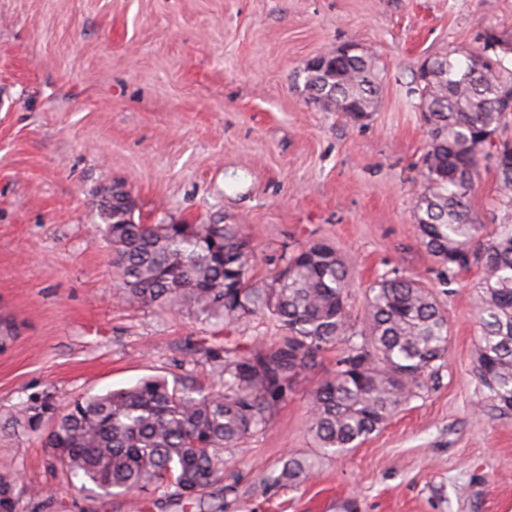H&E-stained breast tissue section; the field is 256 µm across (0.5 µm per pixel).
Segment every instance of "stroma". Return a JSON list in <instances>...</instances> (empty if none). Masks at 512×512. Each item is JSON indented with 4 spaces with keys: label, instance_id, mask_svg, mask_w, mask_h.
<instances>
[{
    "label": "stroma",
    "instance_id": "obj_1",
    "mask_svg": "<svg viewBox=\"0 0 512 512\" xmlns=\"http://www.w3.org/2000/svg\"><path fill=\"white\" fill-rule=\"evenodd\" d=\"M489 26L512 41V0H0V320L15 326L0 348V473L42 490L19 512H512V415L473 373L478 273L443 284L413 219L427 149L413 78L477 50ZM348 44L378 73L360 123L304 89L306 65ZM115 182L137 222L236 225L257 282L282 255L330 244L359 323L386 270L422 280L448 319L444 367L379 432L321 458L307 418L331 349L266 431L225 449L202 502L69 491L45 431L8 425L20 404L181 374L203 339L246 350L278 334L261 317L243 328L126 304L97 211ZM470 207L487 225L506 216L492 161ZM289 456L317 457L314 476L271 485Z\"/></svg>",
    "mask_w": 512,
    "mask_h": 512
}]
</instances>
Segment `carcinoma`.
<instances>
[{"label":"carcinoma","mask_w":512,"mask_h":512,"mask_svg":"<svg viewBox=\"0 0 512 512\" xmlns=\"http://www.w3.org/2000/svg\"><path fill=\"white\" fill-rule=\"evenodd\" d=\"M481 51L440 58L435 77L412 92L425 108L428 146L421 159L425 189L414 218L421 243L437 258L448 284L477 268L479 343L475 373L501 415L512 413V222L492 230L469 208L481 160L492 158L499 204L512 208V144L494 143L512 113L499 106L512 92V69ZM305 90L321 107L372 111L377 94L371 58L305 69ZM136 201L126 192L99 208L131 305L189 307L205 321L247 325L263 316L285 332L246 351L237 345L188 347L210 365L203 386L190 376L155 375L104 395L63 406L24 405L16 422L45 437L51 466L81 493L91 484L106 495L151 491L161 502L195 500L224 481V449L268 428L272 412L319 356L339 350L336 369L312 394L308 430L323 454L341 455L380 431L418 396L448 354V319L420 280L396 269L372 286L364 329L349 305V270L336 250L313 242L281 258L270 280L251 281L252 249L233 224H137ZM316 460L289 458L273 483L299 486ZM13 475H0V512L38 496Z\"/></svg>","instance_id":"obj_1"}]
</instances>
